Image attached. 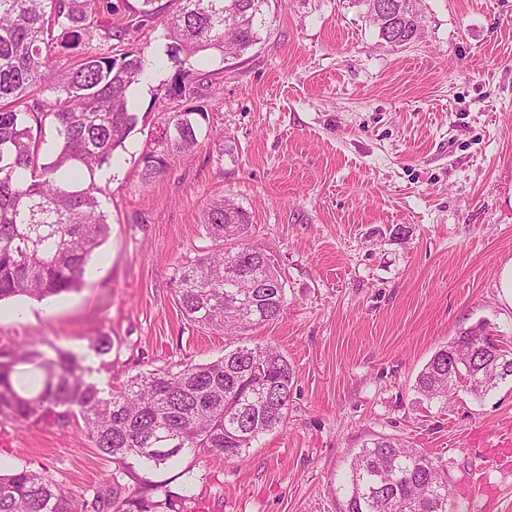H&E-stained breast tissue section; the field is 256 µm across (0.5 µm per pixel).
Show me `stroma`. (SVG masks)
<instances>
[{
  "instance_id": "stroma-1",
  "label": "stroma",
  "mask_w": 512,
  "mask_h": 512,
  "mask_svg": "<svg viewBox=\"0 0 512 512\" xmlns=\"http://www.w3.org/2000/svg\"><path fill=\"white\" fill-rule=\"evenodd\" d=\"M417 4L419 36L398 46L356 0H274L261 43L195 62L208 132L146 188L139 160L176 108L155 94L180 64L164 58L162 27L134 33L150 67L102 199L110 235L79 290L0 302L23 311L0 320V350L71 352L105 391L223 356L230 337L187 320L174 279L213 248L204 212L227 197L251 217L249 243L284 274L278 321L242 341L288 358V415L245 461L187 448L150 468L102 457L81 421L0 417L1 472L43 471L89 499L159 481L179 496L188 472L184 512H341L353 454L387 436L440 462L454 512L512 507V465L473 444L512 424V379L480 398L458 390L444 411L413 390L431 356L471 327L512 342L500 290L512 262V0ZM104 332L107 371L90 348Z\"/></svg>"
}]
</instances>
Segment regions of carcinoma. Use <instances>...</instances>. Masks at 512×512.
I'll return each mask as SVG.
<instances>
[{
	"label": "carcinoma",
	"instance_id": "cac0c4a2",
	"mask_svg": "<svg viewBox=\"0 0 512 512\" xmlns=\"http://www.w3.org/2000/svg\"><path fill=\"white\" fill-rule=\"evenodd\" d=\"M129 6L125 22L104 15L112 0H0V301L16 296L42 300L75 290L93 253L109 235L96 173L112 166L114 153L138 124L130 99L147 70L130 36L162 20L171 40L167 54L182 64L198 56L239 57L260 42L271 0H159ZM370 23L390 43L417 36L414 0H358ZM165 96L185 104L170 114L160 139L166 150L145 153L139 181L146 188L172 158L200 145L208 110L198 103L191 70L182 68L165 85ZM53 146L43 147L46 127ZM250 216L233 200L211 204L206 233L218 244L211 253L178 270L176 296L193 324L227 336L279 319L285 288L249 293L232 274L284 283L270 258L255 265L260 247L246 242ZM476 326L439 349L421 370L414 392L421 401L448 408L459 389L483 396L512 377V349L492 365L462 360L448 376V347L468 350L484 343ZM101 365L112 362V337L91 342ZM25 347L0 351V415L18 424L54 417L66 425L81 418L99 454L121 465L129 457L159 463L185 448H206L242 461L260 436L288 414L294 371L271 344L238 345L207 363L130 377L103 393L88 380L89 369L69 352L42 363L44 384L24 397L11 375L18 363L34 361ZM344 512H452V488L444 470L416 448L395 438L365 443L349 462L340 485ZM165 484H145L117 494L78 498L42 472L0 474V512H163L173 508Z\"/></svg>",
	"mask_w": 512,
	"mask_h": 512
}]
</instances>
